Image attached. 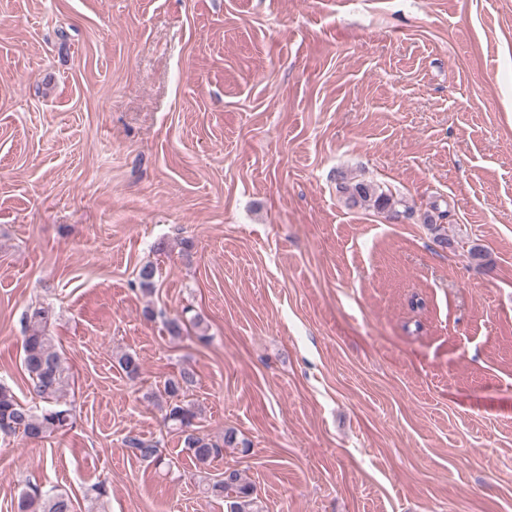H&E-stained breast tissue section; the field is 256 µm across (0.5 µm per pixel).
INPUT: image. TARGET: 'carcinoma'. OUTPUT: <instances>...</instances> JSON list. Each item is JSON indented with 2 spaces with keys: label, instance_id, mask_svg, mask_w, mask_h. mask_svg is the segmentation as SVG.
I'll use <instances>...</instances> for the list:
<instances>
[{
  "label": "carcinoma",
  "instance_id": "carcinoma-1",
  "mask_svg": "<svg viewBox=\"0 0 512 512\" xmlns=\"http://www.w3.org/2000/svg\"><path fill=\"white\" fill-rule=\"evenodd\" d=\"M338 191L351 207L372 209L377 212H395L391 192L371 182L344 181ZM156 267L142 266L138 272L139 286L149 293L155 286ZM53 317L49 306L34 307L25 314L26 330L23 336V365L30 382L33 398L44 403L43 407L20 401L11 387L0 383V435L20 436L29 441H42L70 425V410L60 407V400L68 382L67 368L57 352L47 327ZM117 364L127 375L139 373L136 355L124 352L116 357ZM196 383L195 373L183 369L179 376L164 382V421L177 431L182 451L196 465L205 467L217 457L221 448L200 434L195 427V408L186 402L185 395ZM125 445L133 456L149 463H162L160 442L146 440L136 434L125 437ZM215 496L224 497L228 512H257L254 486L242 478L235 469L224 470V476L208 485ZM18 512H72V503L62 493H44L32 486L23 491L17 504Z\"/></svg>",
  "mask_w": 512,
  "mask_h": 512
}]
</instances>
